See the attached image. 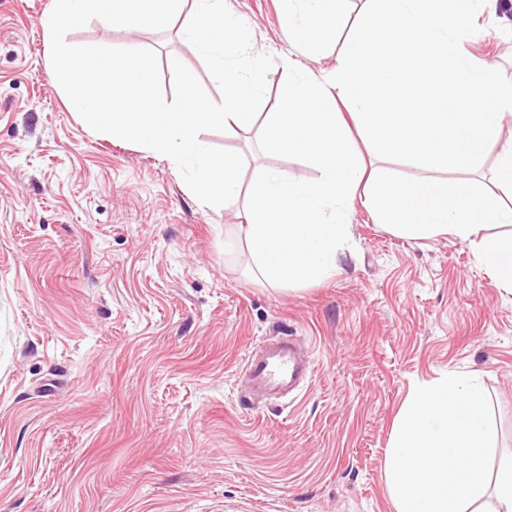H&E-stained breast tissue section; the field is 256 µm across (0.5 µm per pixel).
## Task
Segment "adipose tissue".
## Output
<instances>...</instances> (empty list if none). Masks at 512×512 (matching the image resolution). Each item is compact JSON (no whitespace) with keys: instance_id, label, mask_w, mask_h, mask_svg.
Wrapping results in <instances>:
<instances>
[{"instance_id":"adipose-tissue-1","label":"adipose tissue","mask_w":512,"mask_h":512,"mask_svg":"<svg viewBox=\"0 0 512 512\" xmlns=\"http://www.w3.org/2000/svg\"><path fill=\"white\" fill-rule=\"evenodd\" d=\"M305 9H285L281 23L289 35L300 37L308 46L333 37L345 22L348 0H302Z\"/></svg>"}]
</instances>
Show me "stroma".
I'll list each match as a JSON object with an SVG mask.
<instances>
[{
  "label": "stroma",
  "mask_w": 512,
  "mask_h": 512,
  "mask_svg": "<svg viewBox=\"0 0 512 512\" xmlns=\"http://www.w3.org/2000/svg\"><path fill=\"white\" fill-rule=\"evenodd\" d=\"M257 53L329 71L347 41L316 56L291 44L283 0H226ZM51 0H0V512H395L387 450L416 387L479 372L494 410V454L512 453V290L451 235L414 240L347 215L352 248L336 275L271 286L246 246L224 252L242 205L202 204L175 163L92 130L57 84L43 16ZM91 20L75 46L147 48L165 97L172 59L221 93L183 35ZM469 54L512 76V11L490 0ZM205 145L262 170L318 169L257 146L256 131H205ZM505 121L478 168L441 170L492 187ZM308 350L299 393L241 394L250 349L278 333Z\"/></svg>",
  "instance_id": "35a3bbf8"
}]
</instances>
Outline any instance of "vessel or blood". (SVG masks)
Returning a JSON list of instances; mask_svg holds the SVG:
<instances>
[{"label":"vessel or blood","mask_w":512,"mask_h":512,"mask_svg":"<svg viewBox=\"0 0 512 512\" xmlns=\"http://www.w3.org/2000/svg\"><path fill=\"white\" fill-rule=\"evenodd\" d=\"M310 371L299 340L292 336L278 337L274 346L252 351L244 365L249 386L266 394L293 389Z\"/></svg>","instance_id":"1"}]
</instances>
